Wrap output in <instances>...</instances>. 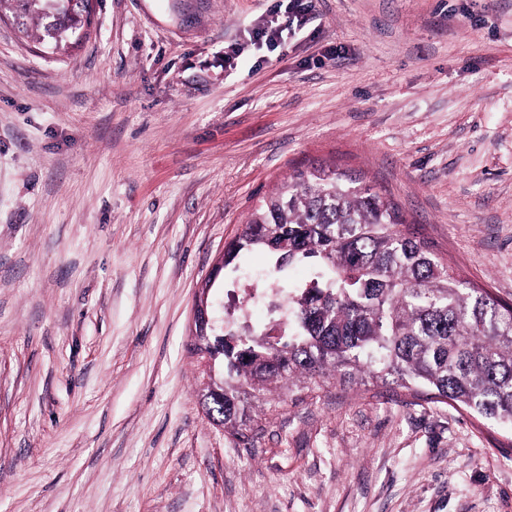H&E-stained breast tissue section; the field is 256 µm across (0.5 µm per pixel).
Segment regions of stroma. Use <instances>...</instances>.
<instances>
[{
	"mask_svg": "<svg viewBox=\"0 0 512 512\" xmlns=\"http://www.w3.org/2000/svg\"><path fill=\"white\" fill-rule=\"evenodd\" d=\"M93 0L65 55L0 17V512H512V427L380 384L203 403L198 290L295 168L351 173L512 303V0ZM240 45L233 63L224 48ZM253 252L209 294L268 306ZM314 2V0H289L284 11L285 22L282 25L278 24L274 29L264 30L269 42H274L282 37V33L294 25L297 28L310 23L315 18Z\"/></svg>",
	"mask_w": 512,
	"mask_h": 512,
	"instance_id": "stroma-1",
	"label": "stroma"
}]
</instances>
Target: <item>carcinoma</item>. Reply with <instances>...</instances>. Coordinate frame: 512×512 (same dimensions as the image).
Masks as SVG:
<instances>
[{
	"label": "carcinoma",
	"mask_w": 512,
	"mask_h": 512,
	"mask_svg": "<svg viewBox=\"0 0 512 512\" xmlns=\"http://www.w3.org/2000/svg\"><path fill=\"white\" fill-rule=\"evenodd\" d=\"M19 31L63 51L87 37L90 0H0ZM261 251L270 274L305 263L286 322L235 323L208 336L224 376L218 423L235 436L247 400L286 381L395 384L512 425V305L472 288L405 228L393 203L332 167L297 169L254 205L224 252Z\"/></svg>",
	"instance_id": "carcinoma-1"
}]
</instances>
